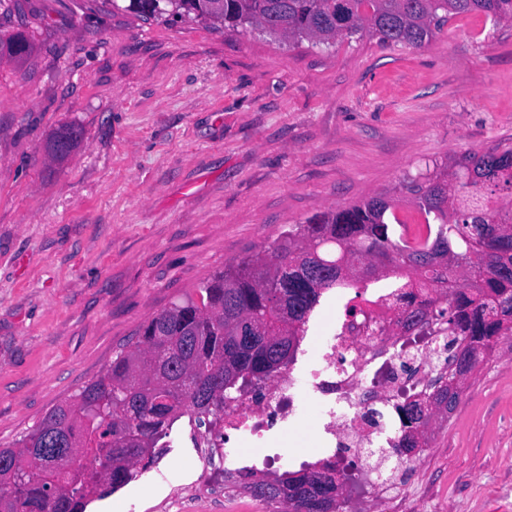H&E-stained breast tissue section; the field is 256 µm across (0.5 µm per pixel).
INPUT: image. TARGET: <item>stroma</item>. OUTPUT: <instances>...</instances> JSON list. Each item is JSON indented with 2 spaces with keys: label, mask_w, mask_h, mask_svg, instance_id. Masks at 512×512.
Listing matches in <instances>:
<instances>
[{
  "label": "stroma",
  "mask_w": 512,
  "mask_h": 512,
  "mask_svg": "<svg viewBox=\"0 0 512 512\" xmlns=\"http://www.w3.org/2000/svg\"><path fill=\"white\" fill-rule=\"evenodd\" d=\"M0 448L140 326L313 214L512 146V23L458 16L420 47L322 51L256 29L143 21L107 0L0 6ZM81 129L64 161L45 150ZM409 512H512V336L470 373ZM232 512L175 448L86 512ZM66 139L68 141V149L64 152L58 151V144L61 140ZM81 140V131L74 127H66L57 130L54 132L47 144V150L48 153L54 158V159H63L69 153L78 146L79 142Z\"/></svg>",
  "instance_id": "stroma-1"
}]
</instances>
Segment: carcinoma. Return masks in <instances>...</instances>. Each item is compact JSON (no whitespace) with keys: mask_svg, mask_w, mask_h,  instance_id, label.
<instances>
[{"mask_svg":"<svg viewBox=\"0 0 512 512\" xmlns=\"http://www.w3.org/2000/svg\"><path fill=\"white\" fill-rule=\"evenodd\" d=\"M145 20L178 14L213 27L258 28L275 41L332 46L367 35L386 47H420L448 19L482 14L512 22V0H129ZM81 131L54 132L48 153L63 159ZM463 173L443 170L404 185L424 224L410 241L396 201L375 197L308 219L266 250L210 275L198 298L173 302L139 329L134 346L71 401L53 406L11 448H0V512H85L91 499L131 482L138 468L169 447L182 417L213 420L224 399L255 386L293 361L300 328L326 291L350 279L406 271L409 288H432L426 308L403 325H448V372L487 361L498 337L512 334V147L463 159ZM510 196L508 204L496 194ZM460 395L443 391L434 412L452 413ZM399 447L426 442L424 408H399ZM337 464L254 480L243 491L274 512H339Z\"/></svg>","mask_w":512,"mask_h":512,"instance_id":"carcinoma-1","label":"carcinoma"}]
</instances>
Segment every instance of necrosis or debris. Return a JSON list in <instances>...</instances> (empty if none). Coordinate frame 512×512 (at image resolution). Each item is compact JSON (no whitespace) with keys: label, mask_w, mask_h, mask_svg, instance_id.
Wrapping results in <instances>:
<instances>
[{"label":"necrosis or debris","mask_w":512,"mask_h":512,"mask_svg":"<svg viewBox=\"0 0 512 512\" xmlns=\"http://www.w3.org/2000/svg\"><path fill=\"white\" fill-rule=\"evenodd\" d=\"M433 297L429 288H389L355 315L337 318L306 353L304 367H288L241 390L216 424L221 437L205 443L189 433L192 447L202 458L222 461L229 476L239 463L235 443L245 440L261 450L253 465L265 467L272 460L266 452L270 440L312 414L319 443L339 460L351 449L372 448L397 466L417 464L420 453L405 456L395 449L402 436L398 407L430 394L432 379L447 367L448 331L435 321L408 331L400 321ZM348 479L378 497L381 512H403L400 498L390 493L396 476L382 464L357 467Z\"/></svg>","instance_id":"4bbe7bcc"}]
</instances>
